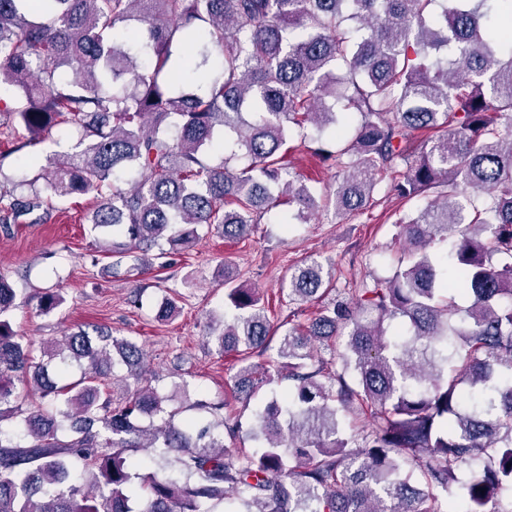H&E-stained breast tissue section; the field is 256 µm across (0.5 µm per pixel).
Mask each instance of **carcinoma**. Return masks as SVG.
<instances>
[{"label": "carcinoma", "instance_id": "carcinoma-1", "mask_svg": "<svg viewBox=\"0 0 512 512\" xmlns=\"http://www.w3.org/2000/svg\"><path fill=\"white\" fill-rule=\"evenodd\" d=\"M432 2L0 0V83L20 96L0 101V139L11 154L58 127L74 140L31 179L0 164L6 232L93 193L94 244L137 268L203 231L244 238L280 205L297 220L355 218L385 178L400 198L434 194L397 220L390 277L332 297L329 262L289 269V301L321 303L304 324L279 329L262 292L224 271L209 333L239 363L237 400L257 401L246 426L203 400L213 422L177 424L142 383L144 349L110 335L44 345L63 367L86 362L58 385L3 318L17 292L0 276V423L32 438L0 429V512H512V51L484 32L489 0H444L441 27ZM133 21L128 47L115 31ZM206 66L205 85L182 80ZM340 102L362 117L352 129ZM428 129L440 134L412 142ZM295 134L334 171L320 199L288 166ZM62 303L46 292L37 310ZM342 339L334 370L322 351ZM117 364L127 397L114 408L100 385ZM24 377L41 391L26 407L14 401ZM284 378L285 395L258 399ZM363 413L366 428L345 436L342 418ZM140 448L155 470L137 472L127 453Z\"/></svg>", "mask_w": 512, "mask_h": 512}]
</instances>
